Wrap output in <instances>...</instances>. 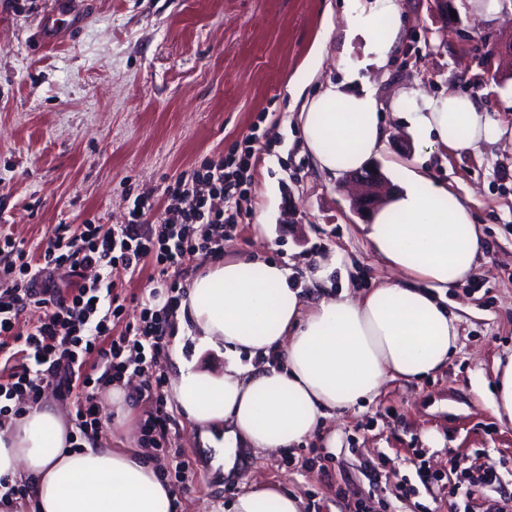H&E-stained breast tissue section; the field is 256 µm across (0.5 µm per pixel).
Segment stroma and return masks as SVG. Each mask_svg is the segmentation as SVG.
<instances>
[{"label":"stroma","instance_id":"obj_1","mask_svg":"<svg viewBox=\"0 0 512 512\" xmlns=\"http://www.w3.org/2000/svg\"><path fill=\"white\" fill-rule=\"evenodd\" d=\"M53 2L0 0V236L24 241L36 256L57 225L122 223L140 192L165 203L168 183L201 161L223 162L256 127L276 147L257 154L225 254L278 262L303 281L340 253L350 292L364 294L389 272L366 244L343 176L319 173L299 147L302 96L357 62L359 84L382 100L403 91L468 95L512 126V56L498 58L489 77L474 53L490 32L512 44V0H501L493 20L462 10L455 23L438 16L433 0H399V42L381 68L363 65L361 35L346 36V0H90L70 33L36 44ZM382 121V174L392 182L398 165L418 163L471 209L484 249L476 275L447 293L459 342L445 368L388 380L304 444L259 453L251 464L250 484L285 485L302 496L305 512H353L359 498L380 502L383 512L478 506V496L452 500L419 483L412 460L420 449L430 471L443 474L477 455L512 463V425L487 401L495 362L512 351V142L425 151L409 114L388 109ZM256 224L267 225L268 236L256 238ZM212 262L187 257L162 279L149 260L139 275L118 276L125 302L113 335L139 323L145 300L163 305L167 283L186 288ZM164 410L169 443L154 461L175 512H209L244 492L224 479L173 402ZM407 480L414 494L397 498Z\"/></svg>","mask_w":512,"mask_h":512}]
</instances>
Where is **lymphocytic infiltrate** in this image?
<instances>
[{
  "instance_id": "1",
  "label": "lymphocytic infiltrate",
  "mask_w": 512,
  "mask_h": 512,
  "mask_svg": "<svg viewBox=\"0 0 512 512\" xmlns=\"http://www.w3.org/2000/svg\"><path fill=\"white\" fill-rule=\"evenodd\" d=\"M259 142V134L250 133L223 163L204 161L183 172L165 190L159 223L150 221L155 202L143 192L135 196L126 223L104 226L89 219L74 229L58 225L37 263L23 242L0 239V335L14 341L11 349L0 348V428L12 410L37 403L46 387L63 399L78 388L85 399L73 427L84 437L97 436L95 392L120 384L132 371L144 376L143 391L156 405L143 429L150 444L161 448L167 434L163 379L149 372L153 358L168 346L164 326L181 298L168 296L158 309L143 307L139 326L116 337L112 320L123 305L114 277L135 274L148 258L165 274L179 269L186 256L223 253L241 215L235 202L245 194ZM62 268L76 280L69 295L56 284ZM27 307L43 315L37 326L22 331L18 316ZM92 358L103 366L100 375L88 371Z\"/></svg>"
}]
</instances>
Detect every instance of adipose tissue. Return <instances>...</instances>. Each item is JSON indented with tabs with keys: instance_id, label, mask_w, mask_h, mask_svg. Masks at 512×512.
<instances>
[{
	"instance_id": "ef3b65f1",
	"label": "adipose tissue",
	"mask_w": 512,
	"mask_h": 512,
	"mask_svg": "<svg viewBox=\"0 0 512 512\" xmlns=\"http://www.w3.org/2000/svg\"><path fill=\"white\" fill-rule=\"evenodd\" d=\"M348 30L384 65L399 40L398 0H348ZM382 102L375 90L326 83L298 114L302 146L329 176L359 170L385 146ZM413 125L419 148L459 151L512 129L482 112L475 98L451 94L421 100ZM361 230L395 276L366 295L348 288L309 303L288 268L231 255L196 275L181 304L195 346L177 367L171 395L202 439L222 431L234 472L238 446L289 449L323 419L376 395L390 379H419L443 369L458 342V318L446 291L472 277L482 233L469 208L423 172L406 167L398 190ZM222 351L223 369L200 363ZM280 352V368L242 364L241 355ZM0 480L28 487L16 512H171L175 496L140 448L97 442L71 449L60 414L36 405L0 429ZM227 512H304L303 498L278 483L239 494Z\"/></svg>"
}]
</instances>
